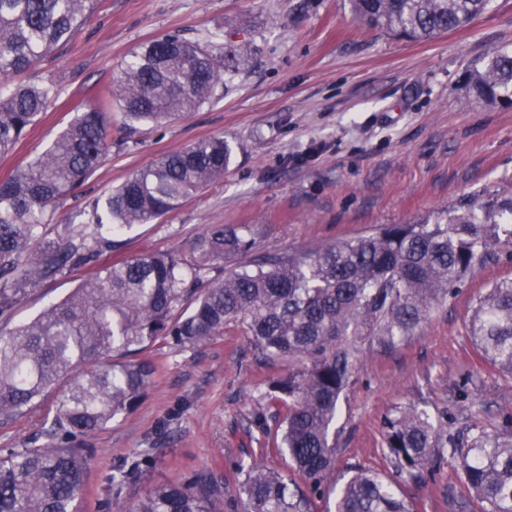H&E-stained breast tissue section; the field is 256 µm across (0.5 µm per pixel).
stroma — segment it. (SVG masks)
I'll return each mask as SVG.
<instances>
[{
	"mask_svg": "<svg viewBox=\"0 0 512 512\" xmlns=\"http://www.w3.org/2000/svg\"><path fill=\"white\" fill-rule=\"evenodd\" d=\"M172 34L200 45L249 42L250 62L225 79L221 95L163 126H124L112 116V150L75 194L57 201L48 226L57 235L85 223L102 200L159 155L196 140L224 137L231 162L219 181L177 210L121 235L118 251L176 252L216 225L247 226L261 250L294 252L365 235L453 206L479 190L512 189V106L468 93L465 77L483 58L512 50V0H492L467 27L411 41L369 27L348 0H96L90 18L41 63L59 89L56 105L28 135L0 155V181L37 159L76 111L116 86L133 51ZM75 271L34 290L0 332L35 317L72 292ZM512 280V245L495 248L414 335L393 347L359 346L354 382L336 417L337 484L355 470L388 476L384 422L404 406L443 415L458 434L498 432L512 416V374L479 352L469 333L472 309L486 288ZM161 370L138 408L91 440L94 455L80 512H126L155 484L211 472L265 451L253 411L271 369L246 336L224 335L179 348L161 341ZM154 460L122 487L115 466L140 449ZM411 512H461L470 498L451 465L419 482L402 481Z\"/></svg>",
	"mask_w": 512,
	"mask_h": 512,
	"instance_id": "stroma-1",
	"label": "stroma"
}]
</instances>
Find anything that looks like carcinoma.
<instances>
[{"mask_svg": "<svg viewBox=\"0 0 512 512\" xmlns=\"http://www.w3.org/2000/svg\"><path fill=\"white\" fill-rule=\"evenodd\" d=\"M373 28L428 41L463 28L490 0H349ZM94 0H0V154L13 150L58 96L47 78L14 82L37 68L84 24ZM221 46L177 35L141 46L119 86L80 111L37 160L0 183V321L42 284L89 269L68 297L0 334V423L39 402L62 377L87 370L60 391L32 446L0 456V512H76L84 490L89 439L130 414L158 372L148 356L158 341L196 346L236 328L257 359L288 360L265 381L261 400L275 413L272 447L305 486L263 460L236 463L224 485V512H312L329 492L336 459L339 400L358 364L357 343L394 346L414 334L432 305L458 288L501 243L500 219L512 195L484 191L480 201L384 224L372 234L306 252L257 253L242 227L212 225L195 238V258L153 252L98 263L119 247L114 236L150 224L224 178L231 151L221 136L199 140L136 171L86 223L46 236L51 206L80 188L112 148V103L129 127L162 126L198 111L224 88ZM469 92L512 104V52L484 59ZM481 354L512 373V281L480 297L469 321ZM384 444L396 475L422 479L451 463L477 512H512V424L489 435H455L442 418L405 407L385 422ZM209 473L155 486L127 512H217ZM335 512H410L395 482L359 471L339 489Z\"/></svg>", "mask_w": 512, "mask_h": 512, "instance_id": "cac0c4a2", "label": "carcinoma"}]
</instances>
